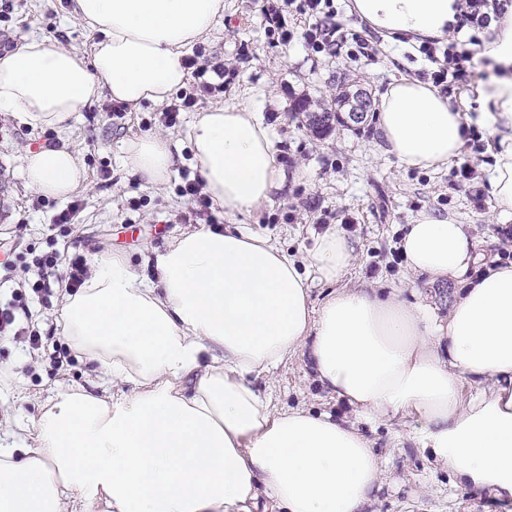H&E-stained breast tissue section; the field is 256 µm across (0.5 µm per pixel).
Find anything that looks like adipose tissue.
Here are the masks:
<instances>
[{
    "label": "adipose tissue",
    "mask_w": 512,
    "mask_h": 512,
    "mask_svg": "<svg viewBox=\"0 0 512 512\" xmlns=\"http://www.w3.org/2000/svg\"><path fill=\"white\" fill-rule=\"evenodd\" d=\"M101 35L90 56L32 36L0 55V113L68 129L102 97L161 104L188 78L184 58L224 0H75ZM462 0H353L385 37L447 40ZM491 72L474 113L431 82L403 76L378 93V146L404 169L460 161L472 121L492 141L489 189L512 219V5L477 53ZM204 191L229 225L184 233L154 256V280L125 256L93 265L64 305L73 346L116 390L59 395L35 443L0 448V512H366L380 459L356 422L306 408L272 411L253 385L298 355L358 419L413 414V441L459 484L512 500V262L485 260L453 212L421 211L399 244L409 271L457 283L447 318L398 290L345 288L355 243L329 230L298 265L236 225L280 191L277 138L244 103L198 112L187 131ZM122 165L163 184L176 156L161 133L124 142ZM34 193L65 198L85 179L76 144L24 158ZM330 284L321 304L311 279ZM475 387L460 395L461 380Z\"/></svg>",
    "instance_id": "obj_1"
}]
</instances>
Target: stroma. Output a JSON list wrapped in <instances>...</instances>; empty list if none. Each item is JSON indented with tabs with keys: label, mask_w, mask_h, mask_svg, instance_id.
<instances>
[{
	"label": "stroma",
	"mask_w": 512,
	"mask_h": 512,
	"mask_svg": "<svg viewBox=\"0 0 512 512\" xmlns=\"http://www.w3.org/2000/svg\"><path fill=\"white\" fill-rule=\"evenodd\" d=\"M308 22V16L286 14V27L294 34L286 47L273 41L262 0H224L223 18L194 49L208 72L202 79L189 75L184 86L195 95L196 105L182 111L169 129L159 121L161 106L145 103L121 112L107 97L80 113L62 133L0 115V304L13 301L21 279L37 280L35 256L58 255L55 270L46 277L48 298L25 294L32 313L28 323L41 336L38 348L0 338V448L30 442L35 418L66 389L101 394L106 378L99 363L76 351L63 331L70 262L77 255L91 263L120 253L139 274L152 277L144 256L164 250L187 230L179 216L188 202L176 187L182 182L181 170L198 171L187 139L197 111L243 101L271 126L279 139L286 183L271 201L236 221L297 261L326 228L354 238L355 258L344 286L397 288L407 303H424L447 317L455 285L410 273L399 250L407 224L424 209L457 213L471 224L480 250H504L499 233L504 222L492 197L474 201L468 185L460 181L458 165L434 172L399 167L376 147L372 117L359 126H334L322 137L302 126L292 111L294 102L306 98L314 105L327 103L341 79L360 81L374 94L401 76L424 77L430 67L417 49L389 39L385 56L374 64L312 53L299 38ZM32 35L85 53L97 39L76 17L74 0H11L9 12L0 15V54ZM217 66L223 67V77L214 74ZM219 79L223 91H203V82ZM162 130L178 145L180 172L165 185L146 186L123 168L120 147L126 139ZM65 140L80 149L85 184L67 201L28 191L22 178L27 149L57 147ZM72 201L79 204L73 223H55V215ZM258 385L278 410L303 406L332 414L350 412L319 387L302 356ZM416 425L415 418L402 416L359 421L383 471L382 488L368 512H512L511 503L465 490L447 468L433 465L428 451L407 437Z\"/></svg>",
	"instance_id": "stroma-1"
}]
</instances>
